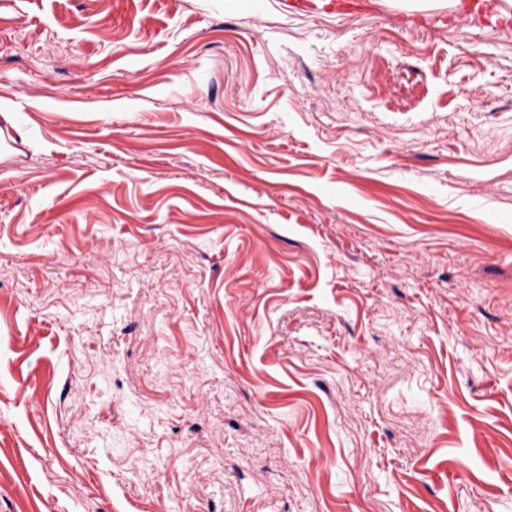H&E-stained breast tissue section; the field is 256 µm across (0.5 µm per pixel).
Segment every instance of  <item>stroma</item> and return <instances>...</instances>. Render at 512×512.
I'll return each instance as SVG.
<instances>
[{
  "label": "stroma",
  "mask_w": 512,
  "mask_h": 512,
  "mask_svg": "<svg viewBox=\"0 0 512 512\" xmlns=\"http://www.w3.org/2000/svg\"><path fill=\"white\" fill-rule=\"evenodd\" d=\"M378 2L0 0V512H512V28ZM288 10L298 13H346L359 14L372 12L379 4L370 0H282Z\"/></svg>",
  "instance_id": "obj_1"
}]
</instances>
